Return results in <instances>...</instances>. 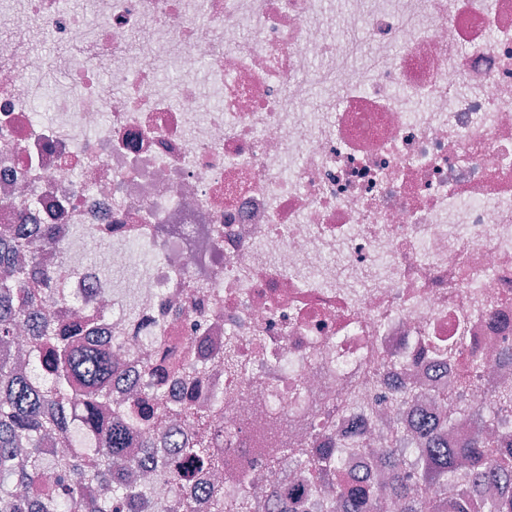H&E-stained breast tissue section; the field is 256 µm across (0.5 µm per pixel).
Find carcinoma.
Masks as SVG:
<instances>
[{
	"instance_id": "cac0c4a2",
	"label": "carcinoma",
	"mask_w": 512,
	"mask_h": 512,
	"mask_svg": "<svg viewBox=\"0 0 512 512\" xmlns=\"http://www.w3.org/2000/svg\"><path fill=\"white\" fill-rule=\"evenodd\" d=\"M36 242L43 251L57 247L50 227L37 240L17 229L0 232V512H145L150 486L134 476L149 466L173 480L169 512H196L199 497L205 512H253L250 492L228 502L220 485L202 481L224 470V403L206 409L167 406L148 363L145 375L151 382L145 391L124 409L108 411L121 365L94 339L91 324L68 322L62 303L51 300L55 273L35 258L24 263V253ZM21 321L33 326L29 357L39 363L42 379L28 376L12 361L9 345ZM236 351L237 338L226 336L222 349L200 358L188 351L171 370L240 371ZM167 414L193 421L195 430L180 447L164 450L165 437L155 435L154 428ZM493 423L492 413H475L468 442L455 448L448 441L447 418H436L417 431L424 448L413 454L392 448L383 455V496L374 482L343 476L344 448H274L269 467L293 459L313 490L337 492L340 512H512V436L484 435ZM77 430L78 439L73 436ZM51 440L66 448L65 454L53 457L45 447ZM461 460L473 480L451 499L432 494V487L448 485V473ZM489 477L506 487L484 499L482 483ZM267 496L277 502L271 512L306 509L304 501L277 486Z\"/></svg>"
}]
</instances>
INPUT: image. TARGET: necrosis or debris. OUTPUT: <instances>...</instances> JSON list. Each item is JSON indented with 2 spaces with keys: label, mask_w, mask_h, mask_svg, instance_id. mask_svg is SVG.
<instances>
[{
  "label": "necrosis or debris",
  "mask_w": 512,
  "mask_h": 512,
  "mask_svg": "<svg viewBox=\"0 0 512 512\" xmlns=\"http://www.w3.org/2000/svg\"><path fill=\"white\" fill-rule=\"evenodd\" d=\"M334 2L0 0V227L52 226L113 397L195 325L237 336L248 374L199 401L223 395L226 467L260 491L274 436L306 442L295 406L369 443L348 470L374 475L440 394L468 415L512 384V0ZM38 24L53 63L23 40Z\"/></svg>",
  "instance_id": "1"
}]
</instances>
